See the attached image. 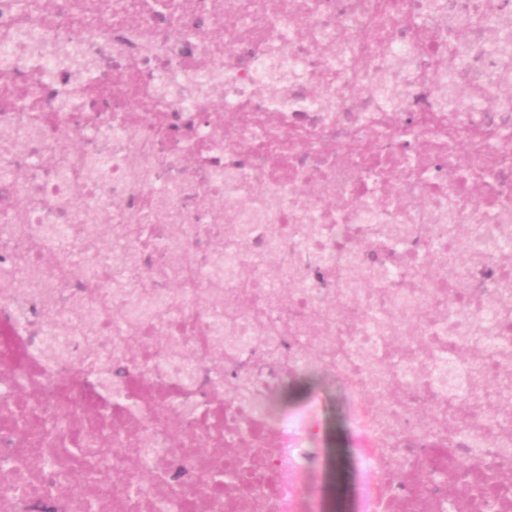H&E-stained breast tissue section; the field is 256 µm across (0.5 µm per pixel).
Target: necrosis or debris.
I'll return each mask as SVG.
<instances>
[{
  "label": "necrosis or debris",
  "mask_w": 512,
  "mask_h": 512,
  "mask_svg": "<svg viewBox=\"0 0 512 512\" xmlns=\"http://www.w3.org/2000/svg\"><path fill=\"white\" fill-rule=\"evenodd\" d=\"M502 42L512 0H0V512H512L497 436L512 414L482 412V444L438 418L431 389L446 370L497 371L449 358L438 325L512 304V106L479 105L505 79ZM73 134L71 156L107 170L78 191L54 163ZM158 202L171 222L152 219ZM106 210L147 234L79 250ZM228 214L251 232L224 252L242 277L216 289ZM369 220L410 233L395 247ZM129 247L141 263L121 279ZM353 261L383 278L350 287ZM229 310L283 331L214 349ZM132 326L136 353L118 352ZM339 336L399 357L397 398L330 353ZM217 365L249 385L232 404ZM309 371L342 392L348 497L321 392L279 405ZM104 375L136 413L101 401ZM230 444L257 462L231 490Z\"/></svg>",
  "instance_id": "obj_1"
}]
</instances>
